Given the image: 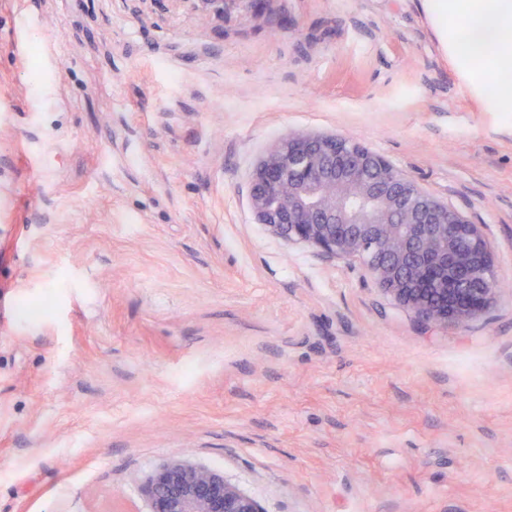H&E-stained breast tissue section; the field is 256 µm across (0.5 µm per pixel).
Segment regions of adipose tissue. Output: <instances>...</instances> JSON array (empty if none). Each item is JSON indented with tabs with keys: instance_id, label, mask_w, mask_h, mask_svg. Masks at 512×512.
<instances>
[{
	"instance_id": "obj_1",
	"label": "adipose tissue",
	"mask_w": 512,
	"mask_h": 512,
	"mask_svg": "<svg viewBox=\"0 0 512 512\" xmlns=\"http://www.w3.org/2000/svg\"><path fill=\"white\" fill-rule=\"evenodd\" d=\"M470 90L494 83L491 104H512V0H420Z\"/></svg>"
}]
</instances>
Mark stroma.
Masks as SVG:
<instances>
[{
	"mask_svg": "<svg viewBox=\"0 0 512 512\" xmlns=\"http://www.w3.org/2000/svg\"><path fill=\"white\" fill-rule=\"evenodd\" d=\"M291 132L479 224L493 303L422 328L259 224ZM0 300V512H152L175 458L263 512H512V112L418 0H0ZM189 3L191 8L199 13L202 23H208L211 14H222L230 7L247 8L249 5L256 11L263 9L271 0H182Z\"/></svg>",
	"mask_w": 512,
	"mask_h": 512,
	"instance_id": "obj_1",
	"label": "stroma"
}]
</instances>
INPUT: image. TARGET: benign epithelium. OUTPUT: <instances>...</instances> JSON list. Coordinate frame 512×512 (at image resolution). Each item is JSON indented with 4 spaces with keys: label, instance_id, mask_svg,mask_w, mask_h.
I'll return each mask as SVG.
<instances>
[{
    "label": "benign epithelium",
    "instance_id": "1",
    "mask_svg": "<svg viewBox=\"0 0 512 512\" xmlns=\"http://www.w3.org/2000/svg\"><path fill=\"white\" fill-rule=\"evenodd\" d=\"M207 23L269 0H184ZM259 223L289 242L363 263L427 329L478 316L502 288L481 228L382 156L338 134L294 133L256 168ZM153 512H263L224 475L174 460L141 485Z\"/></svg>",
    "mask_w": 512,
    "mask_h": 512
}]
</instances>
